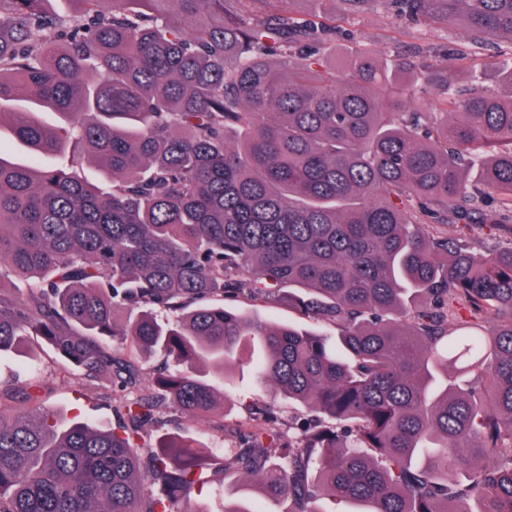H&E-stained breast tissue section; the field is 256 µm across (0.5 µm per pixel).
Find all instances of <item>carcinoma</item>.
I'll use <instances>...</instances> for the list:
<instances>
[{
	"label": "carcinoma",
	"mask_w": 512,
	"mask_h": 512,
	"mask_svg": "<svg viewBox=\"0 0 512 512\" xmlns=\"http://www.w3.org/2000/svg\"><path fill=\"white\" fill-rule=\"evenodd\" d=\"M50 2L0 0V126L50 160L0 156V356L40 338L130 397L104 429L0 388V512H178L228 473L286 512H512V248L459 236L488 200L512 214V92L460 88L451 57L329 62L336 17L296 0ZM395 2L512 38V0ZM87 151L110 188L77 175ZM239 290L335 333L198 304ZM158 351L175 369L148 381ZM201 363L315 418L217 463L159 434L168 404L214 414Z\"/></svg>",
	"instance_id": "1"
}]
</instances>
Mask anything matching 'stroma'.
<instances>
[{"mask_svg":"<svg viewBox=\"0 0 512 512\" xmlns=\"http://www.w3.org/2000/svg\"><path fill=\"white\" fill-rule=\"evenodd\" d=\"M333 0H326L324 10L336 16L335 51L345 54L359 48H368L379 55H397L410 51L434 64H444L449 55L461 57L465 67L486 70L490 84L500 81L497 63L512 58V43L495 40L486 45H475L463 28H451L441 23L421 22L400 17L395 0H373L370 9L359 15H344L334 11ZM225 307L242 314H259L282 325L301 322V315L287 305L260 303L248 297L228 294ZM37 383L46 390L45 407L58 410L65 419L78 418L109 428L116 420L113 408L127 397L121 388H108L106 381L93 384L82 381L78 375L67 372L64 361L44 341L30 339L22 350L0 358V384L17 385ZM213 385L222 392L224 420L235 424L244 420L246 408L253 393L251 373L238 374L231 382L216 377ZM165 429L174 434H189L202 446L233 447V438L224 435L210 420L192 418L176 410L166 415ZM242 500L273 512L275 505L258 495L253 481L229 476L223 485L201 492H192L181 499L179 512H222L225 500Z\"/></svg>","mask_w":512,"mask_h":512,"instance_id":"35a3bbf8","label":"stroma"}]
</instances>
